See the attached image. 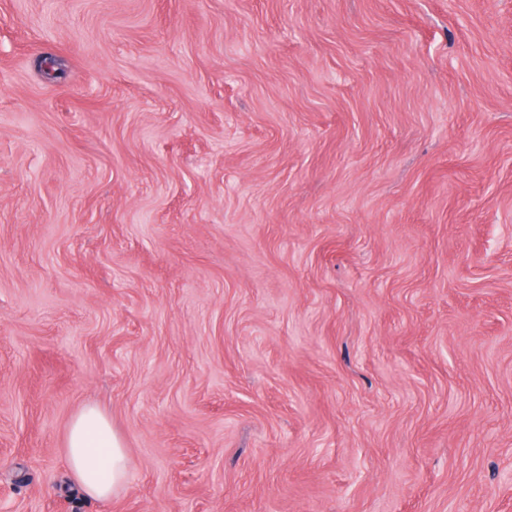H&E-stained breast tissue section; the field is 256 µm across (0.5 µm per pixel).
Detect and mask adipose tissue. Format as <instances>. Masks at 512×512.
<instances>
[{
	"mask_svg": "<svg viewBox=\"0 0 512 512\" xmlns=\"http://www.w3.org/2000/svg\"><path fill=\"white\" fill-rule=\"evenodd\" d=\"M68 469L84 493L111 499L128 482L127 452L108 418L88 407L71 421L65 442Z\"/></svg>",
	"mask_w": 512,
	"mask_h": 512,
	"instance_id": "obj_1",
	"label": "adipose tissue"
}]
</instances>
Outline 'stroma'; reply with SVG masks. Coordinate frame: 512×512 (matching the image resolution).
Wrapping results in <instances>:
<instances>
[{"label":"stroma","mask_w":512,"mask_h":512,"mask_svg":"<svg viewBox=\"0 0 512 512\" xmlns=\"http://www.w3.org/2000/svg\"><path fill=\"white\" fill-rule=\"evenodd\" d=\"M0 512H512V0H0ZM64 450L71 475L88 497L109 500L127 484L126 448L98 409L87 407L73 418Z\"/></svg>","instance_id":"obj_1"}]
</instances>
